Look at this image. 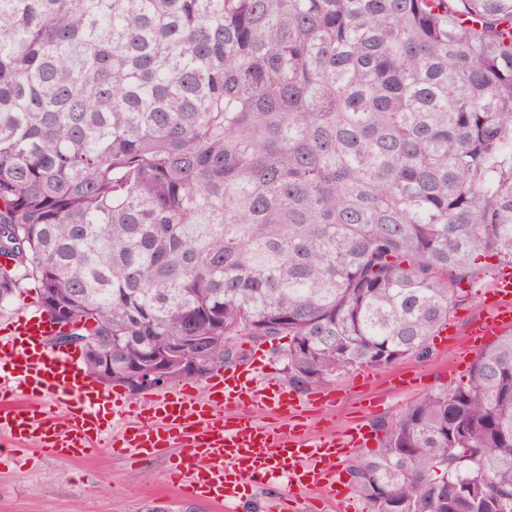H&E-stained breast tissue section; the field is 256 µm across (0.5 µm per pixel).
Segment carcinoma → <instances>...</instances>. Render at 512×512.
<instances>
[{"instance_id":"cac0c4a2","label":"carcinoma","mask_w":512,"mask_h":512,"mask_svg":"<svg viewBox=\"0 0 512 512\" xmlns=\"http://www.w3.org/2000/svg\"><path fill=\"white\" fill-rule=\"evenodd\" d=\"M512 267V0H0V307L125 385L188 337L288 382L426 352ZM369 512H512V333L380 424Z\"/></svg>"}]
</instances>
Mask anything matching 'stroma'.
Listing matches in <instances>:
<instances>
[{"instance_id":"35a3bbf8","label":"stroma","mask_w":512,"mask_h":512,"mask_svg":"<svg viewBox=\"0 0 512 512\" xmlns=\"http://www.w3.org/2000/svg\"><path fill=\"white\" fill-rule=\"evenodd\" d=\"M498 272L489 259L467 301L450 320L453 338L447 345L431 343L420 358L410 357L382 369H360L336 377L328 388L336 396L332 411L337 426L364 418L371 432L367 452H374L382 436L378 426L394 420L421 396L458 384L474 353L456 340L485 313L483 299ZM413 371L416 384L394 391L389 376ZM0 512H225L205 498L182 501L165 478L158 458L113 456L109 449L81 461L57 459L36 450L0 456Z\"/></svg>"}]
</instances>
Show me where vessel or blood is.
<instances>
[{
    "label": "vessel or blood",
    "instance_id": "1",
    "mask_svg": "<svg viewBox=\"0 0 512 512\" xmlns=\"http://www.w3.org/2000/svg\"><path fill=\"white\" fill-rule=\"evenodd\" d=\"M486 314L465 342L480 348L512 327V267L500 269L486 293ZM57 325L23 311L0 323V445L30 443L64 460L113 455L166 456V475L183 499L237 504L248 486L275 478L289 491L281 512H295L300 493L337 494L340 468L368 441L364 423L339 430L308 424L306 410H330L336 396L317 390L299 396L257 385L250 370L219 369L204 382L188 381L138 402L103 387L71 349L53 348Z\"/></svg>",
    "mask_w": 512,
    "mask_h": 512
}]
</instances>
